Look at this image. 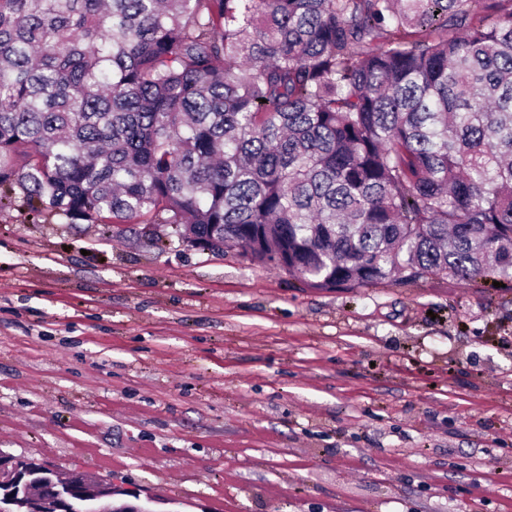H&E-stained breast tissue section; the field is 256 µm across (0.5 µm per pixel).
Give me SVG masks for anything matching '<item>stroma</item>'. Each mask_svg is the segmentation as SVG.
<instances>
[{
    "label": "stroma",
    "mask_w": 512,
    "mask_h": 512,
    "mask_svg": "<svg viewBox=\"0 0 512 512\" xmlns=\"http://www.w3.org/2000/svg\"><path fill=\"white\" fill-rule=\"evenodd\" d=\"M0 450L154 512H512V290H317L0 207Z\"/></svg>",
    "instance_id": "35a3bbf8"
}]
</instances>
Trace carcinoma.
<instances>
[{
	"label": "carcinoma",
	"instance_id": "cac0c4a2",
	"mask_svg": "<svg viewBox=\"0 0 512 512\" xmlns=\"http://www.w3.org/2000/svg\"><path fill=\"white\" fill-rule=\"evenodd\" d=\"M361 288H512V0H0V201Z\"/></svg>",
	"mask_w": 512,
	"mask_h": 512
}]
</instances>
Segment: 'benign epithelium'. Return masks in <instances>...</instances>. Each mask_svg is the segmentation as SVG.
Masks as SVG:
<instances>
[{
  "label": "benign epithelium",
  "instance_id": "obj_1",
  "mask_svg": "<svg viewBox=\"0 0 512 512\" xmlns=\"http://www.w3.org/2000/svg\"><path fill=\"white\" fill-rule=\"evenodd\" d=\"M112 482L0 451V512H154L147 504L114 503Z\"/></svg>",
  "mask_w": 512,
  "mask_h": 512
}]
</instances>
